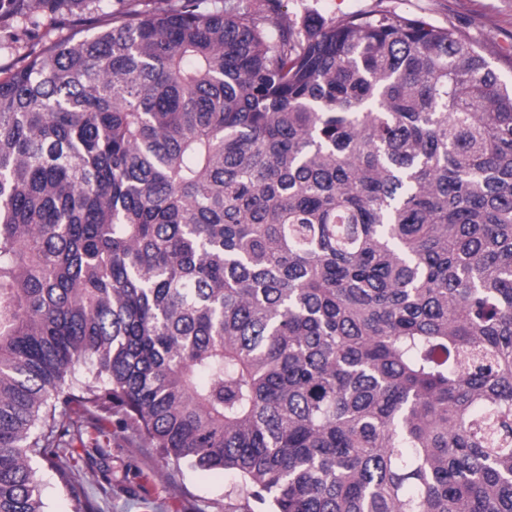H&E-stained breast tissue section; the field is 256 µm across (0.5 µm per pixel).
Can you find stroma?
I'll return each instance as SVG.
<instances>
[{
  "mask_svg": "<svg viewBox=\"0 0 512 512\" xmlns=\"http://www.w3.org/2000/svg\"><path fill=\"white\" fill-rule=\"evenodd\" d=\"M386 10L456 30L503 81H512V0H282L283 13L297 24ZM122 420L117 411L89 419L61 454L96 512H246L247 494L232 475L165 461L145 435L123 429Z\"/></svg>",
  "mask_w": 512,
  "mask_h": 512,
  "instance_id": "obj_1",
  "label": "stroma"
}]
</instances>
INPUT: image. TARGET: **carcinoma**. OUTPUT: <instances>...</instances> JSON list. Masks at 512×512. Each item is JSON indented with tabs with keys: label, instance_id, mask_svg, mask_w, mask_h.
<instances>
[{
	"label": "carcinoma",
	"instance_id": "carcinoma-1",
	"mask_svg": "<svg viewBox=\"0 0 512 512\" xmlns=\"http://www.w3.org/2000/svg\"><path fill=\"white\" fill-rule=\"evenodd\" d=\"M0 0V512L127 425L264 512H512V85L450 28Z\"/></svg>",
	"mask_w": 512,
	"mask_h": 512
}]
</instances>
